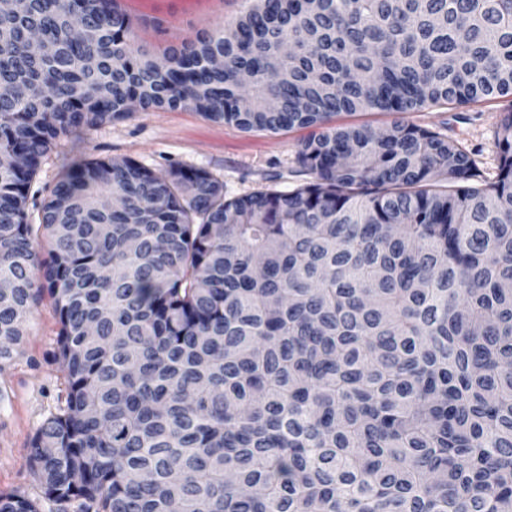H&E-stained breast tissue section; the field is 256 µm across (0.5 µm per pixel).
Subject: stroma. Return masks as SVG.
Returning a JSON list of instances; mask_svg holds the SVG:
<instances>
[{"mask_svg":"<svg viewBox=\"0 0 512 512\" xmlns=\"http://www.w3.org/2000/svg\"><path fill=\"white\" fill-rule=\"evenodd\" d=\"M248 6L249 0H215L208 7L193 4L174 28H136L133 41L160 58L202 32L230 25ZM511 111L512 98L506 97L467 106L430 104L406 119L457 142L491 181L500 165L499 122ZM309 135V129L297 126L276 133L244 131L191 109L139 110L61 136L32 182L29 211L37 213L65 169L89 159L129 158L159 173L173 167L204 169L223 182L228 199L257 191H293L312 179L297 160ZM59 328L52 302L43 301L28 317L20 353L0 369V492L33 498L40 494L26 448L41 422L66 397L65 376L55 359Z\"/></svg>","mask_w":512,"mask_h":512,"instance_id":"35a3bbf8","label":"stroma"}]
</instances>
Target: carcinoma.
<instances>
[{
  "label": "carcinoma",
  "mask_w": 512,
  "mask_h": 512,
  "mask_svg": "<svg viewBox=\"0 0 512 512\" xmlns=\"http://www.w3.org/2000/svg\"><path fill=\"white\" fill-rule=\"evenodd\" d=\"M249 2L161 68L112 0L0 12V369L47 293L67 382L27 448L42 497L0 512H512V112L480 185L400 119L512 96V0ZM183 107L314 128L313 180L226 200L205 170L85 160L31 222L61 135ZM366 111L399 118L331 125ZM397 117L391 113L378 111L357 112L353 114L342 113L333 118L332 125L367 127L377 131L388 126Z\"/></svg>",
  "instance_id": "cac0c4a2"
}]
</instances>
